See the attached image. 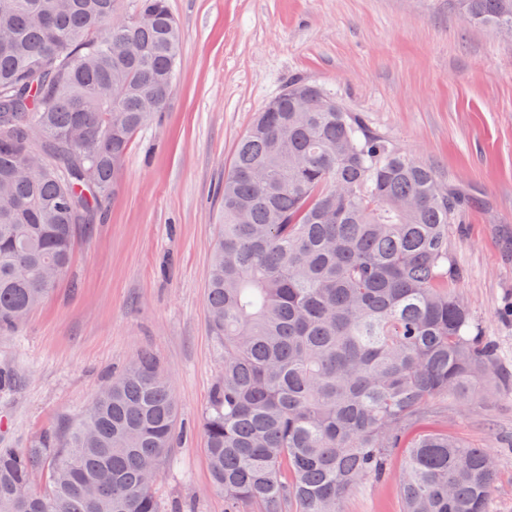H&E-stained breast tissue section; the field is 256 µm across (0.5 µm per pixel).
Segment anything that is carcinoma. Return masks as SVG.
Here are the masks:
<instances>
[{"instance_id": "obj_1", "label": "carcinoma", "mask_w": 512, "mask_h": 512, "mask_svg": "<svg viewBox=\"0 0 512 512\" xmlns=\"http://www.w3.org/2000/svg\"><path fill=\"white\" fill-rule=\"evenodd\" d=\"M0 0V335L56 287L181 59L167 0ZM512 34V0H458ZM469 200L364 115L294 78L239 140L207 281L223 372L202 428L224 512H341L440 397L512 385L448 294V224ZM178 401L140 353L82 417L0 448V512H183L155 483ZM45 487L32 488L37 473ZM491 454L448 433L407 449L404 512H488Z\"/></svg>"}]
</instances>
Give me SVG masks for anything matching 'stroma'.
Wrapping results in <instances>:
<instances>
[{"label": "stroma", "mask_w": 512, "mask_h": 512, "mask_svg": "<svg viewBox=\"0 0 512 512\" xmlns=\"http://www.w3.org/2000/svg\"><path fill=\"white\" fill-rule=\"evenodd\" d=\"M183 54L166 112L134 137L119 179L54 292L0 335V447L74 422L138 353H153L189 433L155 485L166 504L224 512L202 423L223 368L207 322V275L223 222L219 188L255 115L291 79L335 93L470 203L448 227L449 293L512 373V38L449 0H169ZM484 448L489 512H512V390L495 405L440 399L411 428ZM351 490L342 512H403L394 476Z\"/></svg>", "instance_id": "obj_1"}]
</instances>
